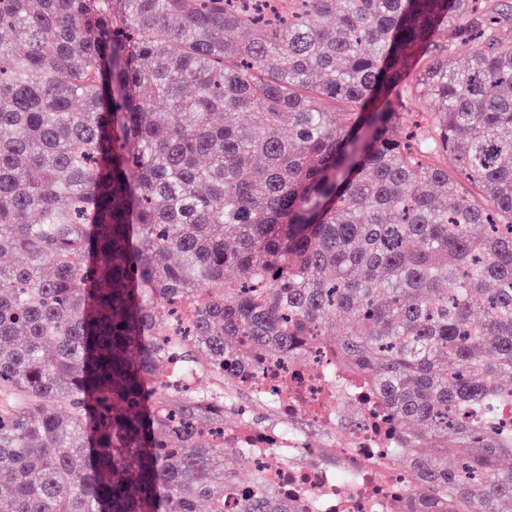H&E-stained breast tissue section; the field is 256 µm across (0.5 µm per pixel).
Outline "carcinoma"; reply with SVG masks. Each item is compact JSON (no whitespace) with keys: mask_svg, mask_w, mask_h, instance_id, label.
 <instances>
[{"mask_svg":"<svg viewBox=\"0 0 512 512\" xmlns=\"http://www.w3.org/2000/svg\"><path fill=\"white\" fill-rule=\"evenodd\" d=\"M476 2L0 0V512H298L224 465V370L341 315L414 512L512 505V0Z\"/></svg>","mask_w":512,"mask_h":512,"instance_id":"obj_1","label":"carcinoma"}]
</instances>
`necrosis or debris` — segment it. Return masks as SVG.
I'll return each mask as SVG.
<instances>
[{"label":"necrosis or debris","instance_id":"1","mask_svg":"<svg viewBox=\"0 0 512 512\" xmlns=\"http://www.w3.org/2000/svg\"><path fill=\"white\" fill-rule=\"evenodd\" d=\"M302 362L285 361L287 392H279L252 361L224 382V445L246 448L274 487L304 502L305 512H405L407 483L384 454L390 435L378 428L377 398L346 369L332 345H316ZM268 406L264 425L252 403Z\"/></svg>","mask_w":512,"mask_h":512}]
</instances>
